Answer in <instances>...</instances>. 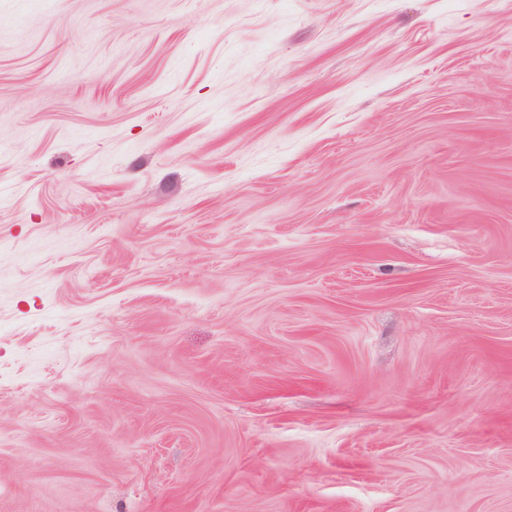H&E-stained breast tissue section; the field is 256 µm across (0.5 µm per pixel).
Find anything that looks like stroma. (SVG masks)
I'll return each mask as SVG.
<instances>
[{
    "label": "stroma",
    "instance_id": "obj_1",
    "mask_svg": "<svg viewBox=\"0 0 512 512\" xmlns=\"http://www.w3.org/2000/svg\"><path fill=\"white\" fill-rule=\"evenodd\" d=\"M0 512H512V0H0Z\"/></svg>",
    "mask_w": 512,
    "mask_h": 512
}]
</instances>
